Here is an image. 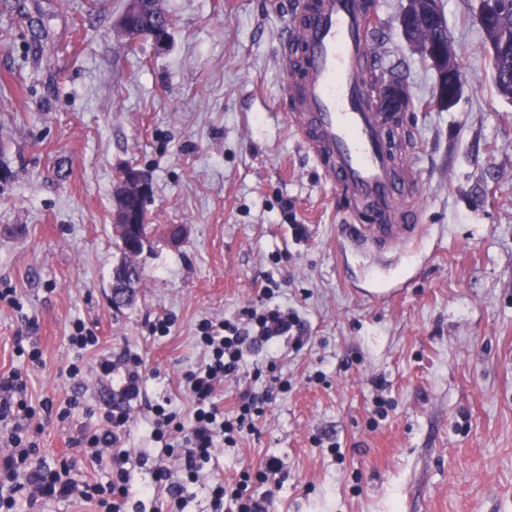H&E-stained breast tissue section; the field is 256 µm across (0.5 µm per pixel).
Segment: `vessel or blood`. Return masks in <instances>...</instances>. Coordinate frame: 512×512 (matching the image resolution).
<instances>
[{
    "mask_svg": "<svg viewBox=\"0 0 512 512\" xmlns=\"http://www.w3.org/2000/svg\"><path fill=\"white\" fill-rule=\"evenodd\" d=\"M380 27L365 0H297L280 37L281 107L323 181L364 216L350 245L391 258L416 242L423 226L417 206L402 203L419 179L386 137L404 111L374 96L366 80L380 68L372 43Z\"/></svg>",
    "mask_w": 512,
    "mask_h": 512,
    "instance_id": "1",
    "label": "vessel or blood"
}]
</instances>
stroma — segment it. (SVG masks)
<instances>
[{"mask_svg":"<svg viewBox=\"0 0 512 512\" xmlns=\"http://www.w3.org/2000/svg\"><path fill=\"white\" fill-rule=\"evenodd\" d=\"M287 2L159 0L172 21L160 50L128 48L125 0H0V289L20 299L0 300V373L20 371L36 401L81 394L89 414L41 436L47 458L63 456L118 386L92 351L68 377L74 321L101 350L141 354L147 397L185 413L199 322L235 320L271 278L309 340L270 352L275 376L225 382L228 412L250 385L288 388L255 432L219 445L185 512H211L213 471L232 480L272 455L281 479L257 488L268 512H512V103L495 89L477 0H437L461 71L449 107L401 34L407 0H374L384 74L413 97L421 181L424 233L392 262L348 248L347 204L279 110ZM128 166L151 183L152 229L117 308L114 194ZM32 320L36 366L16 354ZM131 412L138 485L161 450L147 410Z\"/></svg>","mask_w":512,"mask_h":512,"instance_id":"obj_1","label":"stroma"}]
</instances>
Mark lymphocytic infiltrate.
Returning <instances> with one entry per match:
<instances>
[{
  "label": "lymphocytic infiltrate",
  "instance_id": "1",
  "mask_svg": "<svg viewBox=\"0 0 512 512\" xmlns=\"http://www.w3.org/2000/svg\"><path fill=\"white\" fill-rule=\"evenodd\" d=\"M265 304L243 313L237 321L200 322L197 343L203 358L183 377L184 390L192 402L190 421H182L171 399L146 402L142 390L141 357L125 349L103 355L96 362L98 376L118 377L117 400L98 415L93 427L82 430L70 441L68 456L47 460L40 447L44 423L54 419L64 424L83 411L84 403L74 396L57 403L46 398L32 405L27 384L18 371L0 375V421H12L9 434L0 439L5 453L0 456V512H17L20 503L35 506L49 500H65L95 506L96 512H127V504L137 497L155 499L153 512H183L189 485L197 483L199 472L208 464L217 441L236 443L243 432L255 429L256 421L272 400V390L246 389L240 393L233 415H225L217 395L225 381L238 378L246 353L273 350L281 339L302 343L306 326L298 313L274 302L275 291L262 290ZM145 402L149 413L147 430L162 446L150 484L134 486L127 462L129 449L122 437L129 421L131 402ZM102 467L105 479L86 481L75 478L78 462ZM281 463L268 458L257 471L243 470L235 482L215 478L209 485L212 512H265L251 482L267 483L278 475Z\"/></svg>",
  "mask_w": 512,
  "mask_h": 512
}]
</instances>
